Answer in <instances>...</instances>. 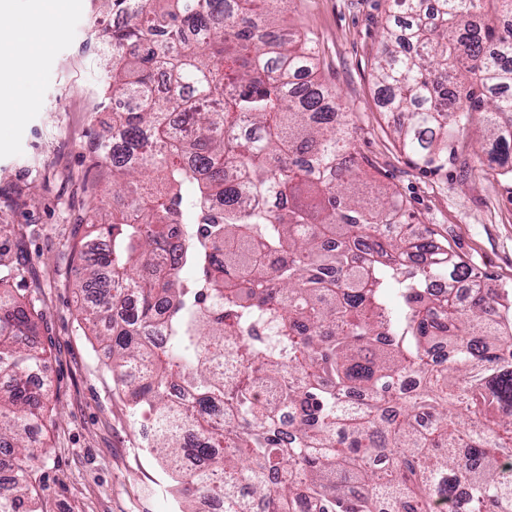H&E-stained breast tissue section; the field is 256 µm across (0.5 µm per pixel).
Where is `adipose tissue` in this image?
Listing matches in <instances>:
<instances>
[{"instance_id":"obj_1","label":"adipose tissue","mask_w":512,"mask_h":512,"mask_svg":"<svg viewBox=\"0 0 512 512\" xmlns=\"http://www.w3.org/2000/svg\"><path fill=\"white\" fill-rule=\"evenodd\" d=\"M41 24V7L18 12L11 9L6 0H0V43L10 47L9 53H0V84L12 89L10 100L4 106L5 111H21L24 103L35 95L31 82L21 79L16 69L22 62L25 45L35 39Z\"/></svg>"}]
</instances>
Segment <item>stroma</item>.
<instances>
[{
  "label": "stroma",
  "mask_w": 512,
  "mask_h": 512,
  "mask_svg": "<svg viewBox=\"0 0 512 512\" xmlns=\"http://www.w3.org/2000/svg\"><path fill=\"white\" fill-rule=\"evenodd\" d=\"M46 0L45 25L26 52L36 96L0 122V281L38 311L50 412L39 435L48 512H179L165 474L142 446L105 366V353L78 302L73 246L112 213V172L91 150L112 126L98 88L106 77L103 0ZM389 0H287L279 24L320 45L318 77L336 88L349 114L353 148L368 180L404 203L411 224L430 230L488 284L512 293V178L480 171L484 116L472 113L447 173L404 154L393 118L377 97L373 58Z\"/></svg>",
  "instance_id": "1"
}]
</instances>
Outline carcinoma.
Here are the masks:
<instances>
[{"mask_svg": "<svg viewBox=\"0 0 512 512\" xmlns=\"http://www.w3.org/2000/svg\"><path fill=\"white\" fill-rule=\"evenodd\" d=\"M105 2L124 22L101 35L102 98L134 105L100 135L112 222L78 250V288L171 492L224 512H457L462 484L467 512H512V302L402 201L360 192L318 44L277 23L287 0ZM424 3L391 0L410 20L382 24L376 60L405 154L448 169L483 112L478 163L512 177V27L488 17L512 0ZM38 336L36 306L0 287V512H47Z\"/></svg>", "mask_w": 512, "mask_h": 512, "instance_id": "obj_1", "label": "carcinoma"}]
</instances>
